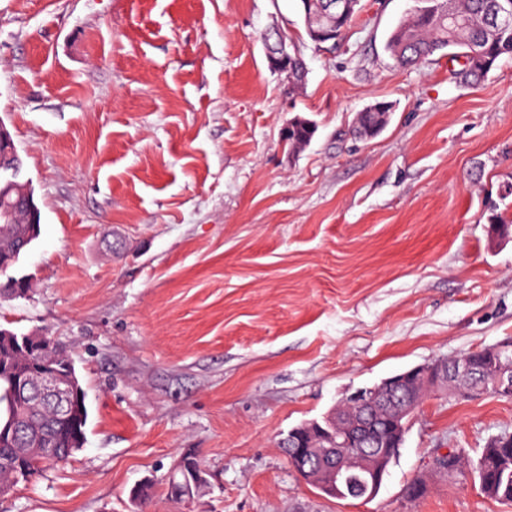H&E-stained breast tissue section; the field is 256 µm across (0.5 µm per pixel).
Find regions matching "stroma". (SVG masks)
Instances as JSON below:
<instances>
[{
    "label": "stroma",
    "mask_w": 512,
    "mask_h": 512,
    "mask_svg": "<svg viewBox=\"0 0 512 512\" xmlns=\"http://www.w3.org/2000/svg\"><path fill=\"white\" fill-rule=\"evenodd\" d=\"M411 4L360 0L318 47L299 0H0V121L42 212L0 326L64 346L89 411L84 447L0 512H512L434 466L512 433V400L433 395L369 500L281 446L359 388L512 342V240L488 223L512 216V57L476 85L446 56L399 68ZM274 23L303 88L269 65ZM378 101L386 127L355 138ZM296 116L316 133L293 151ZM189 450L207 483L177 501ZM378 108L374 109H362L357 113V119L354 127V135L360 139H368L378 135L383 128L386 126L390 114L393 110L392 105H387L386 108L380 109L379 107L384 106L385 103L377 102ZM371 112H388V116L385 121L378 127L379 116L376 113ZM285 453L288 456V461L292 468L300 474L303 478L308 480L311 485L315 488L328 495L329 497L346 499V498H357V499H372L374 498L382 485L383 477L376 486L371 485L369 479L365 473L353 466L349 467L348 476L344 487L335 490H328L322 485L315 484L309 480L308 470L314 469L319 465V462L315 460L313 456H305L302 459H296L291 451L294 448H285Z\"/></svg>",
    "instance_id": "obj_1"
}]
</instances>
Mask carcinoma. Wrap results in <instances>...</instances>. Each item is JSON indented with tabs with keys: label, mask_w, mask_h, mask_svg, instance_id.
<instances>
[{
	"label": "carcinoma",
	"mask_w": 512,
	"mask_h": 512,
	"mask_svg": "<svg viewBox=\"0 0 512 512\" xmlns=\"http://www.w3.org/2000/svg\"><path fill=\"white\" fill-rule=\"evenodd\" d=\"M306 33L314 29L336 31V40H341L345 29L352 22L357 2L353 0L349 11L326 12V0H300ZM410 12L393 28L388 36L386 49L390 57L401 67H414L429 57L447 54L450 48L460 47L467 53L464 65L451 70L450 76L465 81L483 80L498 60L512 56V23L492 26L489 15L502 10L512 11V0H454L453 13L458 25L448 24L449 0H413ZM290 84L300 86L307 76L303 54L291 58ZM379 116L364 108L357 113L354 135L368 139L378 135L383 127L378 125ZM315 133L314 127L303 121L288 132V146L302 148ZM41 211L35 201L19 206L10 221L0 219V300L17 299L30 291L29 278L8 274L20 262L40 235ZM57 360L51 363L35 351L19 350L12 359L20 366L29 365L38 374L53 364L69 359L67 351L54 344ZM490 348L471 352L482 375L477 386L489 394L501 396L488 358ZM72 410L68 417L57 414L51 404L24 402L14 392L13 378L0 370V485L15 488L27 482L47 466H57L69 460L65 449L76 441H86L89 412L84 391L73 395ZM378 447L386 449L388 461H393L402 440H394L382 423H376ZM292 468L303 478L319 462L312 456L298 460L285 449ZM477 473L482 493L494 500L512 502V435L501 434L487 441L477 464ZM315 488L324 494L339 499H372L380 486L371 485L365 473L349 467L344 487L329 490L322 485Z\"/></svg>",
	"instance_id": "cac0c4a2"
}]
</instances>
